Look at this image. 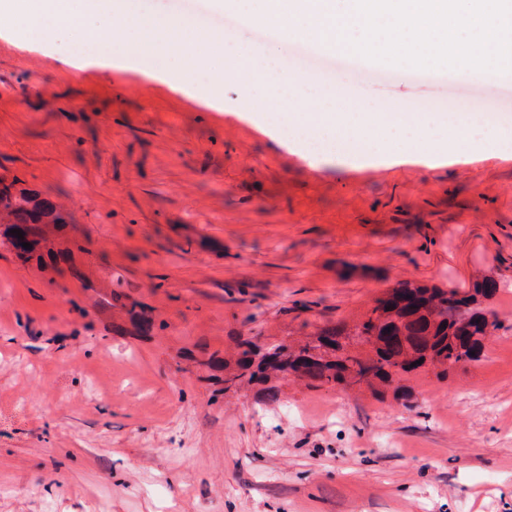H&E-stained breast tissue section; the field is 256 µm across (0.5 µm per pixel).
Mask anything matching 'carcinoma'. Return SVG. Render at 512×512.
<instances>
[{"instance_id":"carcinoma-1","label":"carcinoma","mask_w":512,"mask_h":512,"mask_svg":"<svg viewBox=\"0 0 512 512\" xmlns=\"http://www.w3.org/2000/svg\"><path fill=\"white\" fill-rule=\"evenodd\" d=\"M1 211L10 218L11 228L23 232L21 239L8 234L22 257L31 253L22 243H34L32 225L62 223L51 199L25 194L17 198L12 185L0 180ZM502 287L493 277L476 281L467 291L400 281L385 297L375 299L369 315L354 327L325 325L297 349L279 342L262 350L251 339L241 341L235 361L224 362L229 374L224 382L254 385L260 395L274 400L277 389L271 381L300 362L309 368L305 379L321 385L346 387L359 377L374 389L423 368L444 378L459 364L481 357L484 340L499 327L486 302Z\"/></svg>"}]
</instances>
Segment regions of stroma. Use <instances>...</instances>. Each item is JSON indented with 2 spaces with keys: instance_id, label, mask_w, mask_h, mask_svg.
Masks as SVG:
<instances>
[{
  "instance_id": "35a3bbf8",
  "label": "stroma",
  "mask_w": 512,
  "mask_h": 512,
  "mask_svg": "<svg viewBox=\"0 0 512 512\" xmlns=\"http://www.w3.org/2000/svg\"><path fill=\"white\" fill-rule=\"evenodd\" d=\"M0 37V179L56 202L18 257L0 224V512H512V157L306 163L250 108L262 80L174 92L182 57L78 70ZM349 109L443 88L355 72ZM491 276L480 361L396 387L225 390L238 342L355 325L397 282Z\"/></svg>"
}]
</instances>
